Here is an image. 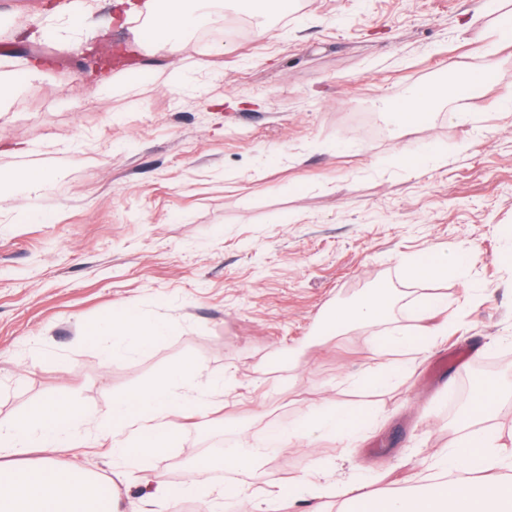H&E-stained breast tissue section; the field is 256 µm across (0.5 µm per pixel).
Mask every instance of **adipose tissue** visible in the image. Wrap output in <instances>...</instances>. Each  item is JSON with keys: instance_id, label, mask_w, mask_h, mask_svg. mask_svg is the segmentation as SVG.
<instances>
[{"instance_id": "ef3b65f1", "label": "adipose tissue", "mask_w": 512, "mask_h": 512, "mask_svg": "<svg viewBox=\"0 0 512 512\" xmlns=\"http://www.w3.org/2000/svg\"><path fill=\"white\" fill-rule=\"evenodd\" d=\"M167 2L164 11L148 13L141 0H118L116 17L127 23L137 22L135 41L139 44L148 42L153 31H161L163 44L174 54L182 50L187 31L220 18L219 12L192 6L188 0ZM464 256L463 247L440 248L425 255L401 257L398 264L412 281L427 282L458 270ZM394 302L395 296L389 291L369 290L332 311L325 333L335 336L353 325L383 323L390 318ZM104 333L116 344L134 337L148 346L164 336L166 329L142 322L134 311L127 309L90 329L88 335L95 341ZM373 343L386 361L383 369L369 376L368 381L382 384L400 371L389 358L391 351L420 353L428 348L429 339L377 336ZM196 370V361L183 360L149 386L114 403L111 415L99 420L98 433L110 439L116 469L135 467L146 455L170 446L181 430L177 420L180 410L209 407L213 394L222 392L223 382L218 378L208 391L190 387ZM511 402L512 392L495 380H486L477 387L457 448L438 450L432 455V466L438 476L424 495H397L378 487L373 478L358 485L329 481L315 467L299 483L280 488L278 495L295 496L301 487L315 494L330 493L352 504L353 512H512V484L487 476L493 469L512 471V452L503 449L499 432L489 423L498 407ZM371 417L370 409L341 408L328 402L309 421L289 427L281 439L287 444L312 439L318 431L355 432ZM87 422V416L76 405L53 402L39 413L0 424V512H97L96 475L81 469H61L53 455L57 448L87 447L91 441ZM35 448L42 452L38 463L32 467L22 464L21 456ZM209 468L208 462L199 463L188 481L176 488L168 486L157 474L145 476L144 482L152 487L156 498L175 503L190 496L208 510L214 501V490L207 481Z\"/></svg>"}]
</instances>
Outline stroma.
<instances>
[{"label": "stroma", "mask_w": 512, "mask_h": 512, "mask_svg": "<svg viewBox=\"0 0 512 512\" xmlns=\"http://www.w3.org/2000/svg\"><path fill=\"white\" fill-rule=\"evenodd\" d=\"M287 20L255 17L238 42L190 34L178 54L139 52L135 70L90 79L60 34L20 42L47 0H0V71L46 63L0 114V423L51 401L97 418L191 358L196 385L224 378L208 409L141 469L177 485L175 461L239 447L313 417L325 401L370 403L357 435L328 433L271 452L276 489L317 465L333 479L428 488L423 459L460 437L448 416L472 398L478 366L512 383V47L488 53L496 0H289ZM483 19L461 31L464 14ZM492 85L458 104V72ZM439 99L427 125H395L419 86ZM424 157L414 170L398 151ZM40 167L37 190L12 182ZM465 244L463 273L405 280L396 260ZM372 288L397 302L378 326L321 337L319 320ZM436 295L448 329L386 389H355L381 358L375 336L419 335ZM133 306L168 326L151 347L104 355L87 329ZM463 360L436 372L454 349ZM82 461L147 512L141 469L113 476L108 447ZM53 178V173L37 167L21 170L14 176L16 182L31 189L43 187L51 182Z\"/></svg>", "instance_id": "35a3bbf8"}]
</instances>
